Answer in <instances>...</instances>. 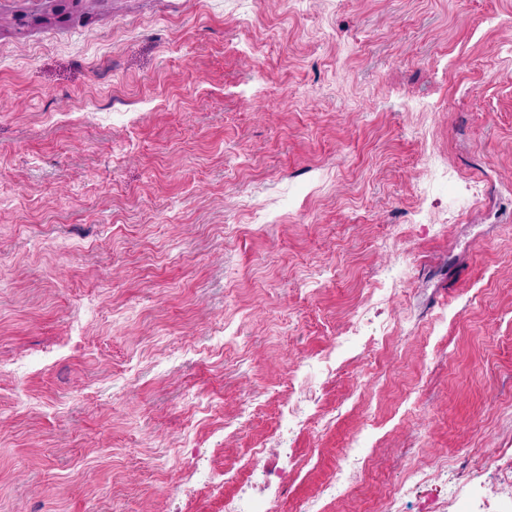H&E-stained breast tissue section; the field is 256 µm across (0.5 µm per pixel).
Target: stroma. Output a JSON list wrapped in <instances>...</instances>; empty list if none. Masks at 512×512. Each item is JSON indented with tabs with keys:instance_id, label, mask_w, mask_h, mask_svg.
<instances>
[{
	"instance_id": "stroma-1",
	"label": "stroma",
	"mask_w": 512,
	"mask_h": 512,
	"mask_svg": "<svg viewBox=\"0 0 512 512\" xmlns=\"http://www.w3.org/2000/svg\"><path fill=\"white\" fill-rule=\"evenodd\" d=\"M434 455L400 512H512V0H0V512Z\"/></svg>"
}]
</instances>
